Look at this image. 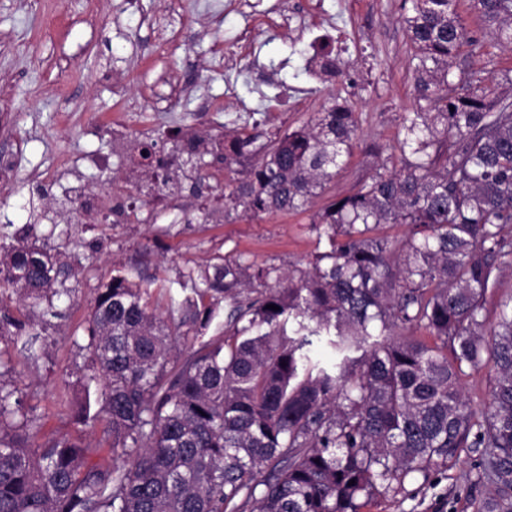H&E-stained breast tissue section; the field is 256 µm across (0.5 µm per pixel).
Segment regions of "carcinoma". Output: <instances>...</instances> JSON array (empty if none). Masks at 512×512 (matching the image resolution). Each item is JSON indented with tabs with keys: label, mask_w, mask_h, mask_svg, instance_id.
<instances>
[{
	"label": "carcinoma",
	"mask_w": 512,
	"mask_h": 512,
	"mask_svg": "<svg viewBox=\"0 0 512 512\" xmlns=\"http://www.w3.org/2000/svg\"><path fill=\"white\" fill-rule=\"evenodd\" d=\"M468 5L512 48V0ZM402 22L418 101L402 117L403 168L381 166L314 213L330 250L304 267L226 259L164 314L150 288L112 270L88 315L77 404L94 421L98 394L124 464L92 462L71 436L35 442L0 372V512H359L360 497L466 448L483 449L479 512H512V299L485 313L512 270V96L482 69L454 72L464 45L481 48L457 0H411ZM356 131L338 102L263 143L216 138L224 219L305 210ZM135 149L163 186L170 165L209 166L197 143L168 160L154 140ZM385 224L410 228L399 248ZM71 275L58 255L0 245V287L32 308L59 315ZM221 302L224 333L198 342ZM315 338L329 360L312 355ZM484 368L494 377L479 407L464 377Z\"/></svg>",
	"instance_id": "1"
}]
</instances>
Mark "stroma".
I'll list each match as a JSON object with an SVG mask.
<instances>
[{"instance_id": "obj_1", "label": "stroma", "mask_w": 512, "mask_h": 512, "mask_svg": "<svg viewBox=\"0 0 512 512\" xmlns=\"http://www.w3.org/2000/svg\"><path fill=\"white\" fill-rule=\"evenodd\" d=\"M323 23L288 30L277 0H0V153L16 169L0 183V243L20 239L61 254L74 270L72 301L58 316L26 318L10 290L0 314L26 321L20 334L0 337V363L22 394L44 442L81 436L92 462H112L104 421L82 424L73 407L87 362L86 320L97 288L113 270L166 289L181 299L191 276L225 258L243 256L280 267L304 264L317 250L307 218L274 214L224 218V167H210L200 191L148 195L149 170L132 166L112 144L122 124L127 142L156 140L169 152V129L185 136L295 128L311 113L348 101L358 117L350 156L315 206L352 193L379 166L401 169L402 113L414 111L412 47L402 23L403 0H317ZM348 12L355 39L340 58V76L310 77L315 41L335 37L336 16ZM479 53L462 49L458 68L512 70V49L496 27L481 23L458 0ZM100 196L89 216L67 195L70 184ZM208 205L202 218L200 205ZM482 451L410 479L399 493L377 495L360 512H477L481 491L472 479Z\"/></svg>"}]
</instances>
